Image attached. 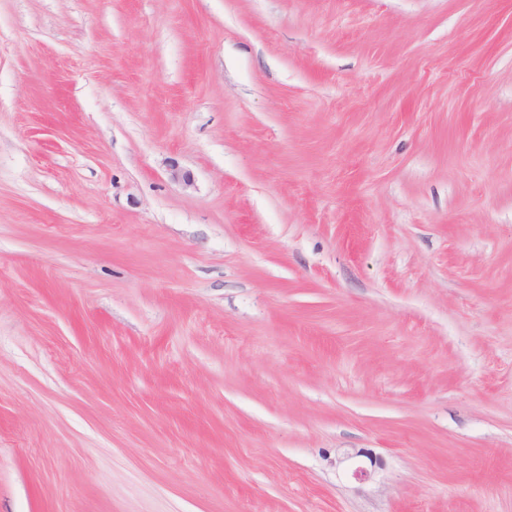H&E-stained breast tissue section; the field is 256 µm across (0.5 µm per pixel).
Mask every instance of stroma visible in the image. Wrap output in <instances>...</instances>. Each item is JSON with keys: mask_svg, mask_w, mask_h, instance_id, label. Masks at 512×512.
I'll use <instances>...</instances> for the list:
<instances>
[{"mask_svg": "<svg viewBox=\"0 0 512 512\" xmlns=\"http://www.w3.org/2000/svg\"><path fill=\"white\" fill-rule=\"evenodd\" d=\"M0 512H512V0H0Z\"/></svg>", "mask_w": 512, "mask_h": 512, "instance_id": "35a3bbf8", "label": "stroma"}]
</instances>
